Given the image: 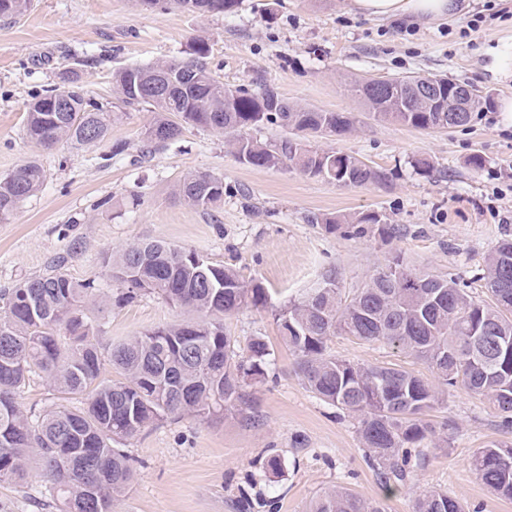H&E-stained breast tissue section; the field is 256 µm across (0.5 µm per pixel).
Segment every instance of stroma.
I'll use <instances>...</instances> for the list:
<instances>
[{
    "instance_id": "35a3bbf8",
    "label": "stroma",
    "mask_w": 512,
    "mask_h": 512,
    "mask_svg": "<svg viewBox=\"0 0 512 512\" xmlns=\"http://www.w3.org/2000/svg\"><path fill=\"white\" fill-rule=\"evenodd\" d=\"M485 0L453 20L377 21L351 11L348 0H242L235 13L201 16L176 7L145 9L136 0H32L27 12L0 20V177L31 160L48 177L40 191L0 223V289L61 265L70 277L95 281L106 306L91 318L110 346L183 319L155 295L113 306L118 285L102 259L131 244L163 240L260 282L274 306L311 288L335 270L354 288L393 256L415 268L457 277L473 295L476 276L498 240L512 237V120L499 107L512 97V18L467 38L459 30ZM211 47L209 67L230 88L268 85L290 103L362 116L347 83L377 73L444 75L490 94L487 107L465 127L426 132L365 120L357 130L319 140L324 149L355 156L392 174L388 186H339L287 168H254L238 161L223 135L186 127L175 144L146 150L153 115L127 109L103 140L65 141L50 148L28 140L27 107L62 71L77 67L97 101H113L112 73L183 56L195 38ZM121 155H114L116 145ZM482 156L481 168L470 159ZM417 158L431 164L414 167ZM224 180L216 208L193 207L175 194L187 173ZM376 212L392 236H361L348 225L326 231L311 215ZM237 349L264 337L273 350L271 379L251 387L254 406L210 420L190 415L149 426L123 446L138 462L114 512H309L324 492L344 487L382 502L386 512H414L420 491L435 488L466 512H512V499L490 492L473 470L476 449L512 442L488 401L462 389L430 413L447 424L449 446L433 449L405 487L384 496L363 460L354 419L316 398L295 372L272 308L245 307L224 317ZM342 359L398 364L421 375L426 365L381 343L331 338ZM281 461L266 470L270 456ZM40 479L0 482V512H51L34 504Z\"/></svg>"
}]
</instances>
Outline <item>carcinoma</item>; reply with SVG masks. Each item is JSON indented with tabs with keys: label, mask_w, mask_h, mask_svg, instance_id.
Returning <instances> with one entry per match:
<instances>
[{
	"label": "carcinoma",
	"mask_w": 512,
	"mask_h": 512,
	"mask_svg": "<svg viewBox=\"0 0 512 512\" xmlns=\"http://www.w3.org/2000/svg\"><path fill=\"white\" fill-rule=\"evenodd\" d=\"M210 0H140L149 7L175 6L205 14ZM31 0H0V17L26 12ZM211 48L194 39L186 56L147 66L117 69L112 75L118 100L126 108L154 113L144 132L146 145L178 140L187 126L237 135L239 161L255 168H295L311 178L343 186H385L391 173L349 154L311 145L310 139L342 137L356 128L351 112H326L290 104L275 89L232 90L209 70ZM162 75L171 89L148 94L142 87ZM391 90L370 95L349 86L367 116L378 123L398 122L430 132L468 125L490 96L449 78H432L436 97L420 101L417 79L392 78ZM30 102L27 138L51 147L66 139L84 145L103 139L112 127L109 105L86 98L78 75L63 77ZM64 90L69 106L55 112L50 102ZM465 92L469 112H452ZM276 124L278 140L261 142L246 129ZM47 172L36 160L0 177V222L19 203L39 191ZM175 194L202 209L224 201V179L190 173ZM309 221L334 231L357 225V234L392 228L376 213L311 216ZM120 285L118 301L153 294L196 318L166 324L132 336L103 356L88 309L100 307L93 281L73 280L60 266L0 289V482L25 479L31 457L39 458L41 482L54 512H112L115 497L134 479V459L112 443L135 437L165 418L191 414L222 415L250 405L248 388L268 377V342L254 338L247 353L236 351L218 315L244 307H273L266 288L193 250L153 240L133 244L103 260ZM479 280L486 297L460 287L456 278L411 268L399 257L376 269L357 288L345 289L333 271L301 296L274 307L275 317L306 388L357 420L364 461L384 489L407 483L411 462L427 456L423 442L440 436L426 413L444 402L449 389L483 396L512 428V240L488 254ZM334 336L384 343L435 374L434 386L400 365L365 366L329 352ZM121 375L104 377L105 362ZM42 374L54 389L80 405L27 414L18 401L30 376ZM471 466L497 495L512 498V444L493 442L477 449ZM311 512H384L381 503L361 499L344 488L318 497ZM416 512H465L436 489L420 492Z\"/></svg>",
	"instance_id": "obj_1"
}]
</instances>
